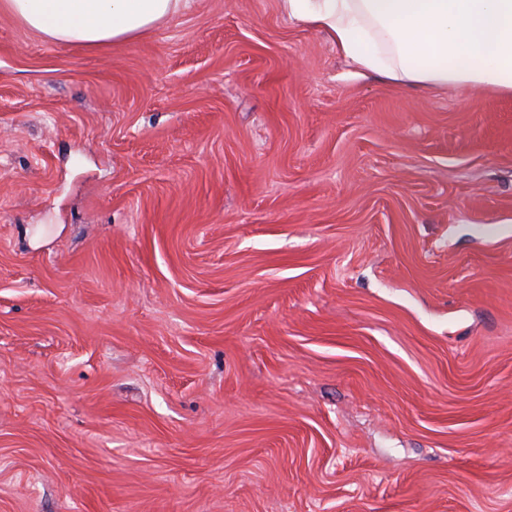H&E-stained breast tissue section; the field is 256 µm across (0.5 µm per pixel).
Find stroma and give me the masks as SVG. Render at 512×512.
<instances>
[{
  "instance_id": "35a3bbf8",
  "label": "stroma",
  "mask_w": 512,
  "mask_h": 512,
  "mask_svg": "<svg viewBox=\"0 0 512 512\" xmlns=\"http://www.w3.org/2000/svg\"><path fill=\"white\" fill-rule=\"evenodd\" d=\"M0 512H512V96L0 13Z\"/></svg>"
}]
</instances>
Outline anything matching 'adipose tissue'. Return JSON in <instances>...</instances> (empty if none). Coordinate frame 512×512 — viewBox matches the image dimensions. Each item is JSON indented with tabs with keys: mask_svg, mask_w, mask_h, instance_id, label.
I'll return each instance as SVG.
<instances>
[{
	"mask_svg": "<svg viewBox=\"0 0 512 512\" xmlns=\"http://www.w3.org/2000/svg\"><path fill=\"white\" fill-rule=\"evenodd\" d=\"M289 21L323 33L358 74L427 88L512 95V0H279ZM193 0H0L55 43L127 42Z\"/></svg>",
	"mask_w": 512,
	"mask_h": 512,
	"instance_id": "ef3b65f1",
	"label": "adipose tissue"
}]
</instances>
